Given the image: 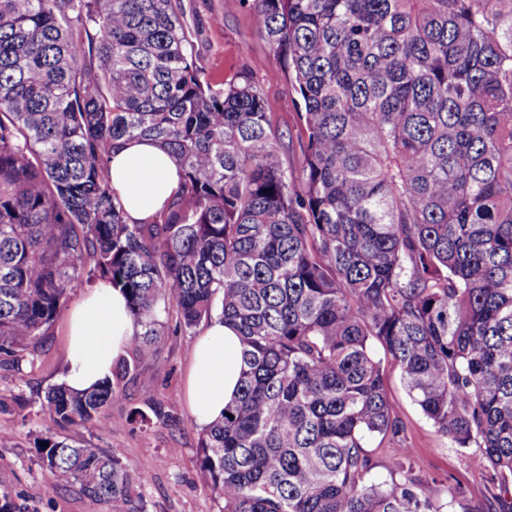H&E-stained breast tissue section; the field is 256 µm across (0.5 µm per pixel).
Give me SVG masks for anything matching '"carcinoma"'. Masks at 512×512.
Returning a JSON list of instances; mask_svg holds the SVG:
<instances>
[{
  "instance_id": "carcinoma-1",
  "label": "carcinoma",
  "mask_w": 512,
  "mask_h": 512,
  "mask_svg": "<svg viewBox=\"0 0 512 512\" xmlns=\"http://www.w3.org/2000/svg\"><path fill=\"white\" fill-rule=\"evenodd\" d=\"M247 2L300 97L297 176L252 78H201L182 0H0V356L105 282L142 357L170 305L177 329L216 316L241 338L198 452L219 512H512V0ZM136 138L181 168L146 222L109 174ZM374 343L484 460L480 500L431 493ZM129 372L45 406L92 424ZM372 437L398 444L381 481ZM35 448L53 485L134 512L120 449Z\"/></svg>"
}]
</instances>
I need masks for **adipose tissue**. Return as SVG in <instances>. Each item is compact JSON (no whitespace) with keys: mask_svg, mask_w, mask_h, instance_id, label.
I'll use <instances>...</instances> for the list:
<instances>
[{"mask_svg":"<svg viewBox=\"0 0 512 512\" xmlns=\"http://www.w3.org/2000/svg\"><path fill=\"white\" fill-rule=\"evenodd\" d=\"M112 189L127 216L143 221L159 211L178 190L180 170L159 146L130 141L110 162ZM67 387L91 389L112 375L132 335L124 295L98 283L69 312L64 327ZM241 344L235 331L213 319L198 340L186 383V401L199 425L219 419L233 399L240 379Z\"/></svg>","mask_w":512,"mask_h":512,"instance_id":"1","label":"adipose tissue"}]
</instances>
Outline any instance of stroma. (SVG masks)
Masks as SVG:
<instances>
[{
  "mask_svg": "<svg viewBox=\"0 0 512 512\" xmlns=\"http://www.w3.org/2000/svg\"><path fill=\"white\" fill-rule=\"evenodd\" d=\"M193 21V57L205 78L230 81L239 74L252 76L262 89L284 167L299 171L302 161L297 97L288 71L258 31L246 0H183ZM176 312L166 317L172 332L164 336L155 357L127 360L137 368L124 384L122 400L102 409L93 424L70 428V436L104 450L122 449V461L136 476L135 505L139 512H217L197 466L202 428L185 397L193 348L207 324L175 329ZM380 359L389 399L406 429V442L438 497H446L454 483L479 497L484 464L479 454L452 448L409 397L394 363ZM66 373L64 322L56 320L47 336L23 351L19 363H0V398H20L23 407L0 414V433L10 435L0 445V491L8 492L19 512H108L102 501L86 498L79 487H54L35 448L36 437L56 433L43 405L46 390L63 383ZM161 407V417L146 423L133 421L145 399Z\"/></svg>",
  "mask_w": 512,
  "mask_h": 512,
  "instance_id": "35a3bbf8",
  "label": "stroma"
}]
</instances>
